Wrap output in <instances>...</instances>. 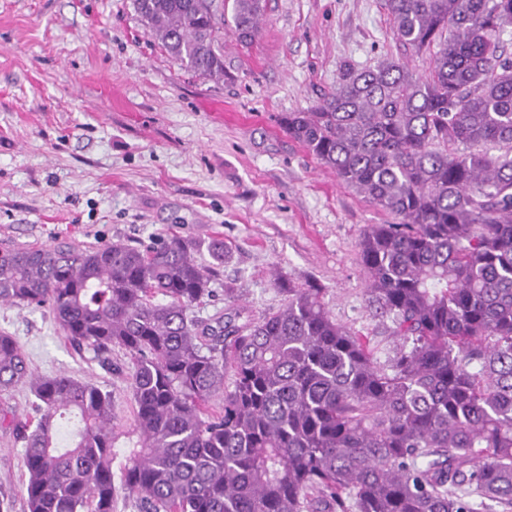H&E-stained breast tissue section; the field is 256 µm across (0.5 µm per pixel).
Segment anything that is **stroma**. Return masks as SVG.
<instances>
[{"label": "stroma", "instance_id": "1", "mask_svg": "<svg viewBox=\"0 0 512 512\" xmlns=\"http://www.w3.org/2000/svg\"><path fill=\"white\" fill-rule=\"evenodd\" d=\"M262 3L261 32L245 46L224 0H215L219 79L172 59L134 0H0V249L218 236L228 255L199 319L233 304L255 319L281 309L279 276L322 288L337 323L386 362L400 340L368 302L360 241L367 225L390 217L279 120L318 105L345 64L369 67L406 51L384 0ZM0 334L18 342L35 374L110 390L117 426L131 427L124 351L102 367L46 307L0 304ZM24 448L0 427L7 512H27Z\"/></svg>", "mask_w": 512, "mask_h": 512}]
</instances>
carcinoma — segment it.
<instances>
[{
	"mask_svg": "<svg viewBox=\"0 0 512 512\" xmlns=\"http://www.w3.org/2000/svg\"><path fill=\"white\" fill-rule=\"evenodd\" d=\"M134 4L174 58L224 76L210 0ZM385 7L395 39L429 56L425 73L389 57L348 64L318 106L280 123L392 217L369 225L360 257L402 344L378 364L309 285L288 284L284 307L259 320L238 307L197 319L224 267L220 238L1 249V304L45 306L74 346L133 362L134 424L119 433L112 392L34 375L0 334V392L25 384L35 398L33 420L15 425L28 512H112L121 489L140 512L512 507V57L500 41L512 0ZM262 10L233 0L240 43Z\"/></svg>",
	"mask_w": 512,
	"mask_h": 512,
	"instance_id": "cac0c4a2",
	"label": "carcinoma"
}]
</instances>
